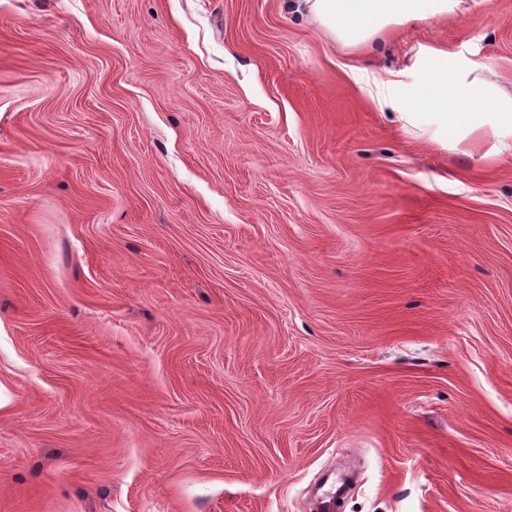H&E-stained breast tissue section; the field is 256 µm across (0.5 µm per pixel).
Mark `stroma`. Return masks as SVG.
I'll return each instance as SVG.
<instances>
[{
	"label": "stroma",
	"instance_id": "stroma-1",
	"mask_svg": "<svg viewBox=\"0 0 512 512\" xmlns=\"http://www.w3.org/2000/svg\"><path fill=\"white\" fill-rule=\"evenodd\" d=\"M430 47L512 93V0H0V512H512V153L352 73ZM289 14L304 15L341 45L361 49L411 22L455 16L462 0H281ZM351 485L348 484L345 476L336 477L330 489L321 497V508L325 512H337L336 503L344 497L350 490Z\"/></svg>",
	"mask_w": 512,
	"mask_h": 512
}]
</instances>
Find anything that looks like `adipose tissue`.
Wrapping results in <instances>:
<instances>
[{
    "label": "adipose tissue",
    "mask_w": 512,
    "mask_h": 512,
    "mask_svg": "<svg viewBox=\"0 0 512 512\" xmlns=\"http://www.w3.org/2000/svg\"><path fill=\"white\" fill-rule=\"evenodd\" d=\"M462 0H283L287 13L304 15L341 45L361 49L393 29L455 16ZM379 108L419 134L456 149L491 142L492 153L512 151V93L485 77L484 66L445 49L426 50L422 74L408 82L403 71L362 73Z\"/></svg>",
    "instance_id": "obj_1"
}]
</instances>
